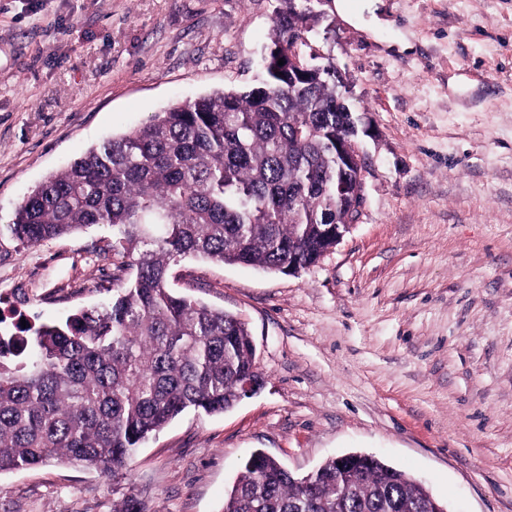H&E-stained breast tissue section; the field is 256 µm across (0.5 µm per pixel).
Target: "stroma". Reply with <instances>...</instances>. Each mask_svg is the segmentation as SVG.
Instances as JSON below:
<instances>
[{
	"label": "stroma",
	"mask_w": 512,
	"mask_h": 512,
	"mask_svg": "<svg viewBox=\"0 0 512 512\" xmlns=\"http://www.w3.org/2000/svg\"><path fill=\"white\" fill-rule=\"evenodd\" d=\"M323 0L366 162L359 215L296 274L188 259L176 291L240 315L262 389L193 409L126 474L0 475V512H221L260 449L294 475L351 452L425 482L449 512H512V0ZM274 0H0V307L29 322L112 295L132 268L94 225L35 245L6 230L39 182L171 105L262 73Z\"/></svg>",
	"instance_id": "35a3bbf8"
}]
</instances>
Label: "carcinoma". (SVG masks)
<instances>
[{"mask_svg":"<svg viewBox=\"0 0 512 512\" xmlns=\"http://www.w3.org/2000/svg\"><path fill=\"white\" fill-rule=\"evenodd\" d=\"M265 77L243 92L176 104L108 139L35 186L7 228L34 245L112 227V251L135 268L112 300L63 321L0 337V473L48 463L125 470L148 437L188 409L223 413L257 369L238 315L181 295L171 267L186 257L282 271L336 245L361 197H336V141L350 110L330 63L294 75L295 45L318 15L276 0ZM284 65H278V60ZM256 450L222 512H435L429 492L374 460H326L306 486ZM112 512H142L131 492Z\"/></svg>","mask_w":512,"mask_h":512,"instance_id":"cac0c4a2","label":"carcinoma"}]
</instances>
